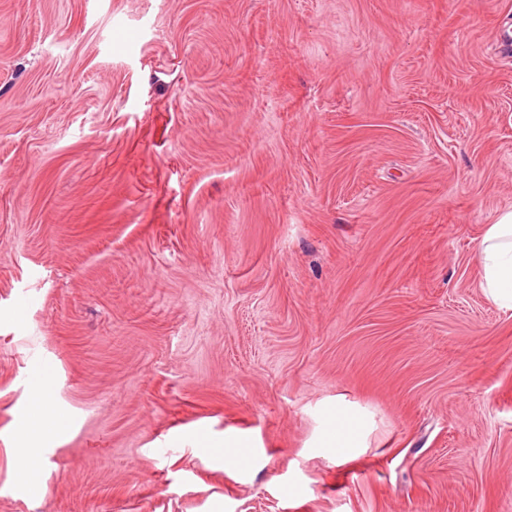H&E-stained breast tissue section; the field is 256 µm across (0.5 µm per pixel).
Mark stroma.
<instances>
[{
  "mask_svg": "<svg viewBox=\"0 0 512 512\" xmlns=\"http://www.w3.org/2000/svg\"><path fill=\"white\" fill-rule=\"evenodd\" d=\"M508 27L512 0H0V512H512L478 256L512 210ZM36 362L72 429L35 499ZM339 398L371 421L341 465ZM53 373L50 368L35 369L27 382V409L17 420L19 443L16 448L15 479L33 496L43 492L42 469L46 447L64 437L70 429V418L52 402ZM46 423L53 433L44 431Z\"/></svg>",
  "mask_w": 512,
  "mask_h": 512,
  "instance_id": "obj_1",
  "label": "stroma"
}]
</instances>
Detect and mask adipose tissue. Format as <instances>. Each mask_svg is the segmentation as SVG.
Wrapping results in <instances>:
<instances>
[{
  "instance_id": "ef3b65f1",
  "label": "adipose tissue",
  "mask_w": 512,
  "mask_h": 512,
  "mask_svg": "<svg viewBox=\"0 0 512 512\" xmlns=\"http://www.w3.org/2000/svg\"><path fill=\"white\" fill-rule=\"evenodd\" d=\"M482 286L496 302L512 310V211L501 214L489 225L478 247ZM27 409L17 420L19 443L16 448L15 479L31 495L43 490L42 469L49 443L64 437L70 418L52 402L51 369L34 370L27 382ZM52 433H45V424ZM366 423L361 414L343 405L333 407L326 419L321 445L336 461H345L350 451L365 447Z\"/></svg>"
}]
</instances>
